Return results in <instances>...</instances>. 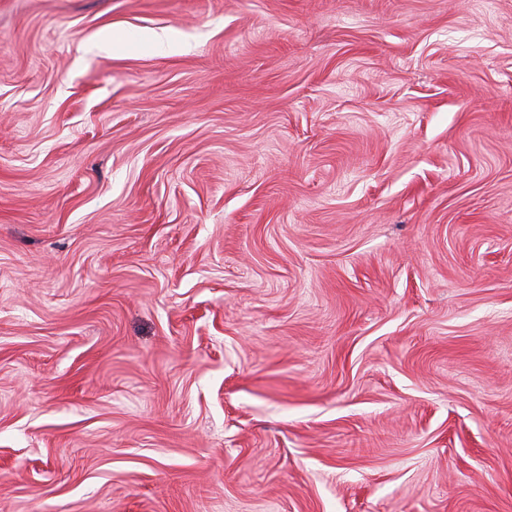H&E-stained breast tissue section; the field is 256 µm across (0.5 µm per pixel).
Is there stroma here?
Instances as JSON below:
<instances>
[{
    "label": "stroma",
    "mask_w": 512,
    "mask_h": 512,
    "mask_svg": "<svg viewBox=\"0 0 512 512\" xmlns=\"http://www.w3.org/2000/svg\"><path fill=\"white\" fill-rule=\"evenodd\" d=\"M0 512H512V0H0Z\"/></svg>",
    "instance_id": "stroma-1"
}]
</instances>
